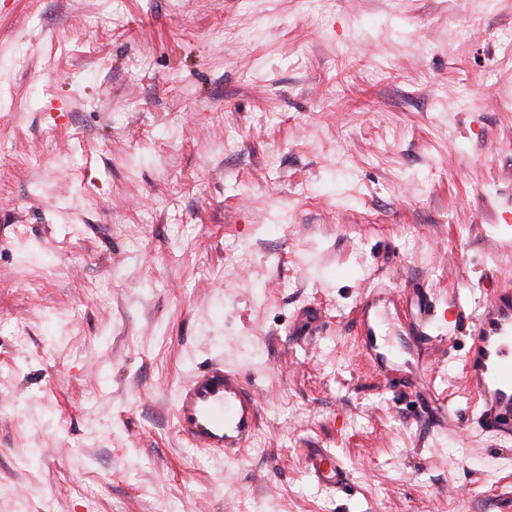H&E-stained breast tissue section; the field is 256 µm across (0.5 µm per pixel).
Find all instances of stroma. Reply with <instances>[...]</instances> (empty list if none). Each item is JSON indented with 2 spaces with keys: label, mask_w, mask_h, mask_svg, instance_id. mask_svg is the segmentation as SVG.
<instances>
[{
  "label": "stroma",
  "mask_w": 512,
  "mask_h": 512,
  "mask_svg": "<svg viewBox=\"0 0 512 512\" xmlns=\"http://www.w3.org/2000/svg\"><path fill=\"white\" fill-rule=\"evenodd\" d=\"M506 211L512 0H6L0 512H512L461 382ZM381 282L453 336L376 365ZM218 357L262 404L238 463L175 430ZM380 301L395 304L397 302V294L390 288H373L365 293L361 299V305L364 310V318L361 320V332L371 341V350L374 352L375 358L384 362L388 360V356L386 353L378 351L380 346L377 344V336L380 335L377 334V325H373L370 319V309L373 307L374 302ZM310 465L318 482L339 486L347 480V473L342 464L330 455L318 454L313 458Z\"/></svg>",
  "instance_id": "35a3bbf8"
}]
</instances>
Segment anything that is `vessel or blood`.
<instances>
[{"instance_id": "1", "label": "vessel or blood", "mask_w": 512, "mask_h": 512, "mask_svg": "<svg viewBox=\"0 0 512 512\" xmlns=\"http://www.w3.org/2000/svg\"><path fill=\"white\" fill-rule=\"evenodd\" d=\"M436 316L431 304L422 319L412 322L410 334L415 344L430 341ZM463 373L465 388L477 408V426L511 436V288L501 289L476 317ZM174 416L178 431L193 447L235 461L242 457L257 429L261 403L239 370L215 360L194 370L177 388ZM311 468L319 482L341 485L346 481L342 464L330 455H316Z\"/></svg>"}]
</instances>
